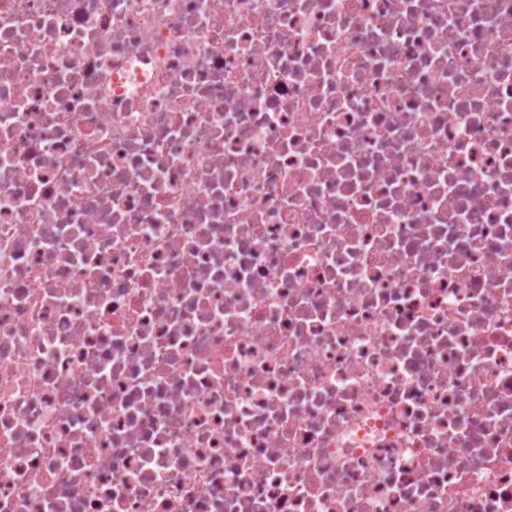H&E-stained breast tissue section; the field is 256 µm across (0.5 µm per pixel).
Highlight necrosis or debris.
I'll return each mask as SVG.
<instances>
[{
    "label": "necrosis or debris",
    "mask_w": 512,
    "mask_h": 512,
    "mask_svg": "<svg viewBox=\"0 0 512 512\" xmlns=\"http://www.w3.org/2000/svg\"><path fill=\"white\" fill-rule=\"evenodd\" d=\"M0 512H512V0H0Z\"/></svg>",
    "instance_id": "necrosis-or-debris-1"
}]
</instances>
